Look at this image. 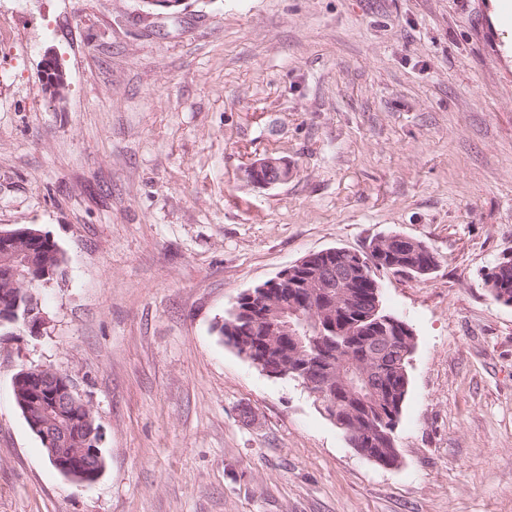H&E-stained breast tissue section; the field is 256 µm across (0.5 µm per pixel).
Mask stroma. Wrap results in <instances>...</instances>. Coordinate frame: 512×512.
<instances>
[{"label": "stroma", "instance_id": "1", "mask_svg": "<svg viewBox=\"0 0 512 512\" xmlns=\"http://www.w3.org/2000/svg\"><path fill=\"white\" fill-rule=\"evenodd\" d=\"M512 0H0V228L65 252L49 325L0 335V512H512ZM68 75L46 92L45 53ZM294 167L251 183L265 158ZM398 232L378 271L415 334L399 462L214 329L314 251ZM66 375L102 431L88 485L13 395ZM247 178L262 186L287 182L293 176V167L279 158L268 157L246 170ZM512 255L503 257L502 260L497 264V266L494 268V270L491 273H498L495 276L494 284H493V278L489 277V285L491 288H489L490 291H492L494 294H496L499 298L498 302L512 306V294L507 292L506 288H509L510 291L512 290ZM509 266V267H507ZM506 267V268H502ZM501 268V269H500ZM490 273V274H491ZM500 285V286H498ZM500 288L502 290H500Z\"/></svg>", "mask_w": 512, "mask_h": 512}]
</instances>
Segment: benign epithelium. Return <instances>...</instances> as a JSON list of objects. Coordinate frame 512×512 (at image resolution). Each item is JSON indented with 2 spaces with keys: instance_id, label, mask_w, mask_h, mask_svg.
Returning <instances> with one entry per match:
<instances>
[{
  "instance_id": "benign-epithelium-1",
  "label": "benign epithelium",
  "mask_w": 512,
  "mask_h": 512,
  "mask_svg": "<svg viewBox=\"0 0 512 512\" xmlns=\"http://www.w3.org/2000/svg\"><path fill=\"white\" fill-rule=\"evenodd\" d=\"M45 83L53 94L61 93L67 86L66 74L51 55L43 66ZM247 178L262 186H273L288 181L293 176V167L287 162L268 157L246 170ZM21 232L0 229V262L11 264L20 254ZM425 250L427 246L402 233H390L374 240L366 250H346V264L339 267L340 277L332 286L322 279L326 271L332 270L326 259L336 255V249L328 248L311 252L282 270L276 277L243 291L229 313V319L216 324L219 333L231 331L232 321L248 322L254 332L264 341L269 339H292L302 361L296 366H274L254 357L251 343L238 336L230 337V345L248 359L261 372L271 378H292L308 393L314 395L324 406H333L336 391L328 382H318L313 373L329 357L326 336L336 333L332 323L336 309L343 307L349 295L346 286L367 277L375 271L377 263L394 252L407 253ZM290 288H300L306 293L303 307L288 304L284 295ZM372 315L377 317V329L389 337L401 353L410 357L414 343L411 327L388 314H379L380 303L373 299ZM20 325L32 336H40L48 324V317L41 309V301L32 291L21 298L17 288L0 290V327ZM336 377L342 393L358 391L372 393V382L381 375L379 356L369 351L361 360L348 361L336 355ZM19 380H27L32 402L23 406L33 433L47 448L50 464L62 475L77 484L94 481L103 471L99 442L81 429L84 421L75 417L76 408L84 406L73 393L68 379L59 371L41 367L32 374L23 368Z\"/></svg>"
}]
</instances>
